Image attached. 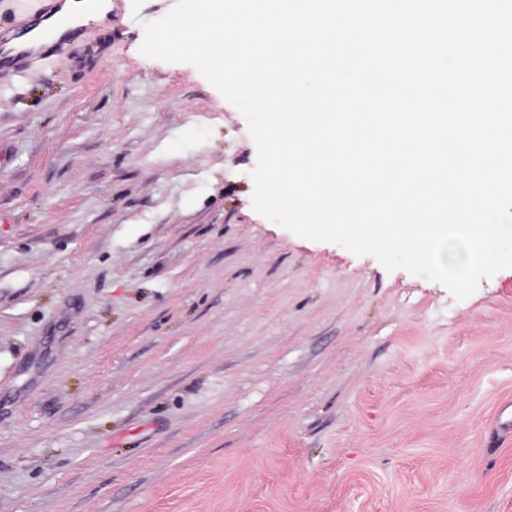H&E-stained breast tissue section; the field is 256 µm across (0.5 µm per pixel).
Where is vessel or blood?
<instances>
[{
	"instance_id": "obj_1",
	"label": "vessel or blood",
	"mask_w": 512,
	"mask_h": 512,
	"mask_svg": "<svg viewBox=\"0 0 512 512\" xmlns=\"http://www.w3.org/2000/svg\"><path fill=\"white\" fill-rule=\"evenodd\" d=\"M38 19L27 15L15 16L11 22L0 25V77L18 76L35 70L46 56L70 60L68 43L40 41L31 43L29 34L38 26Z\"/></svg>"
}]
</instances>
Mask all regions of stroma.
Wrapping results in <instances>:
<instances>
[{
	"label": "stroma",
	"instance_id": "stroma-1",
	"mask_svg": "<svg viewBox=\"0 0 512 512\" xmlns=\"http://www.w3.org/2000/svg\"><path fill=\"white\" fill-rule=\"evenodd\" d=\"M177 0L0 79V512H512V269L456 300L252 207Z\"/></svg>",
	"mask_w": 512,
	"mask_h": 512
}]
</instances>
